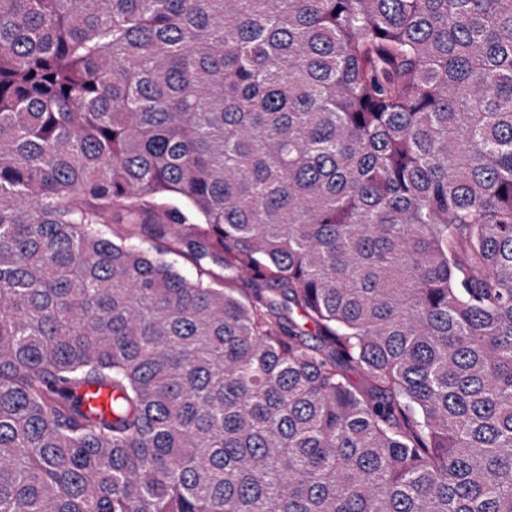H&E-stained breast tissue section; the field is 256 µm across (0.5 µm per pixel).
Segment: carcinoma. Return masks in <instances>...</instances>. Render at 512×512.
<instances>
[{"label": "carcinoma", "mask_w": 512, "mask_h": 512, "mask_svg": "<svg viewBox=\"0 0 512 512\" xmlns=\"http://www.w3.org/2000/svg\"><path fill=\"white\" fill-rule=\"evenodd\" d=\"M0 512H512V0H0Z\"/></svg>", "instance_id": "obj_1"}]
</instances>
